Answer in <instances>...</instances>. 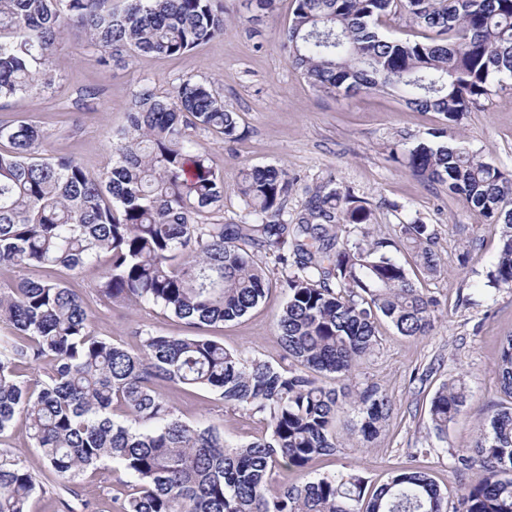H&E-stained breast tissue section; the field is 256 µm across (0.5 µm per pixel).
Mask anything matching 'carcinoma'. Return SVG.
Masks as SVG:
<instances>
[{
	"mask_svg": "<svg viewBox=\"0 0 512 512\" xmlns=\"http://www.w3.org/2000/svg\"><path fill=\"white\" fill-rule=\"evenodd\" d=\"M399 16L428 31L399 42L379 31ZM224 0H0V99L46 88V68L67 27L83 32L103 68L140 54L179 56L224 36ZM291 66L325 91L401 88L406 102L453 124L490 95L512 89V0H295L283 41ZM238 139L235 113L193 75L157 95L135 91L112 168L88 173L75 159L40 156L33 122L0 116V436L22 420L56 488L78 498V478L114 464V512H512V405L493 411L473 446L451 453L456 473L481 478L448 493L425 472L403 471L372 494L357 473L275 488L278 469L304 471L336 452L339 412L353 407L357 433L377 435L393 402L376 387L355 395L320 377L349 375L377 344L378 317L404 336L434 325L435 300L417 288L392 250L438 272L426 224L400 239L374 237L368 203L318 191L290 221V182L270 166L240 169L238 223L208 221L224 201V177L192 150L188 130ZM413 174L447 185L485 224L499 227L488 286L512 290V179L459 145L418 142L402 156ZM274 257L276 276L255 261ZM101 270L94 291L112 302L159 307L185 324L234 321L274 287L288 366L246 358L224 343L139 327L135 342L98 336L78 290L18 270ZM46 361L44 378L25 371ZM500 391L512 400V336L502 342ZM207 390L266 431L229 444L213 425L181 419L163 388ZM468 398L448 381L431 400L429 428L445 439ZM0 450V512H32L47 493Z\"/></svg>",
	"mask_w": 512,
	"mask_h": 512,
	"instance_id": "carcinoma-1",
	"label": "carcinoma"
}]
</instances>
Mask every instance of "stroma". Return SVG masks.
I'll return each mask as SVG.
<instances>
[{"mask_svg": "<svg viewBox=\"0 0 512 512\" xmlns=\"http://www.w3.org/2000/svg\"><path fill=\"white\" fill-rule=\"evenodd\" d=\"M226 23L221 38L177 57L139 55L128 64L102 69L84 34L66 29L50 62L53 85L0 102V112L38 122L51 156L78 161L90 174L112 164L113 132L126 127L133 93L150 84L167 95L185 75L214 82L225 106L235 112L240 137L225 143L215 136L193 135L196 152L224 176V206L216 222H239L243 205L236 191L245 166H274L292 181L287 210L299 211L316 191L348 189L365 199L373 213L375 235L392 237L401 225L421 221L434 234L439 262L436 275H418L424 292L434 297L437 322L429 335H400L387 320L377 325L378 344L349 380L352 392L376 386L391 398L394 410L378 435L363 440L353 426L357 414L345 410L336 419L335 454L311 463V475L359 473L375 490L396 470L430 474L448 491L478 479L477 471L453 473V449L470 447L498 398L497 362L502 340L512 335V290L487 287V274L499 247V233L447 186L427 183L411 174L396 155L428 132L443 128L447 139L477 154L512 177V90L490 97L483 109L465 114L448 128L434 112L407 106L397 90L341 92L316 90L288 61L280 33L293 16L295 0H276L272 14L254 21L244 0H224ZM97 97L79 106L85 89ZM94 269L71 278L93 314L96 332L131 340L142 324L162 333H184L185 326L164 317L156 307L113 303L93 291ZM285 296L272 290L243 317L203 333L225 347L273 365L283 363L277 318ZM461 380L468 399L448 426L447 439L428 428L430 402L442 383ZM183 419L216 424L231 442H249L264 432L258 419L241 414L202 391L170 396ZM117 473L103 466L87 471L78 486L89 500L87 512H113L110 491Z\"/></svg>", "mask_w": 512, "mask_h": 512, "instance_id": "obj_1", "label": "stroma"}]
</instances>
